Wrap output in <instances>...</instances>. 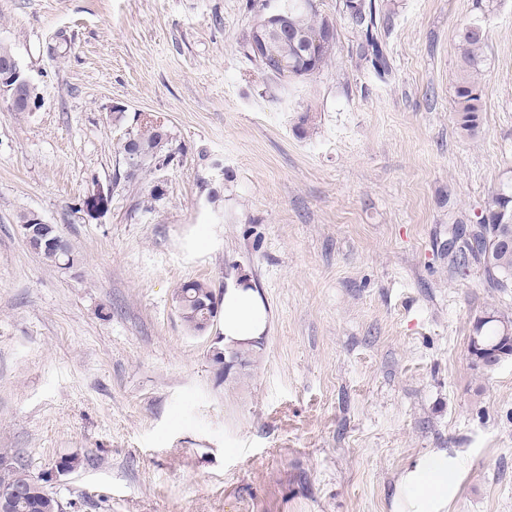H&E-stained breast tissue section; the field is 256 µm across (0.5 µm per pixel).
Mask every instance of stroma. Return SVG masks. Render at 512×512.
Wrapping results in <instances>:
<instances>
[{
  "mask_svg": "<svg viewBox=\"0 0 512 512\" xmlns=\"http://www.w3.org/2000/svg\"><path fill=\"white\" fill-rule=\"evenodd\" d=\"M246 2L0 0V43L40 96L0 101V454L64 512H400L408 474L441 465L434 512H512V360L468 351L475 313L512 315V288L448 263L452 224L512 178V0H377L383 81L340 0H315L334 60L285 87L240 50ZM477 20L467 137L454 86ZM142 114L174 155L130 180L118 145ZM99 188L109 205L87 213ZM27 212L74 266L28 247ZM242 271L268 331L223 367L222 319L188 331L177 294ZM486 39V29L478 22L466 26L459 39V72L455 83L454 104L458 128L467 136L476 135L480 114L484 110L478 75Z\"/></svg>",
  "mask_w": 512,
  "mask_h": 512,
  "instance_id": "obj_1",
  "label": "stroma"
}]
</instances>
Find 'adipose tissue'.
I'll return each mask as SVG.
<instances>
[{
  "instance_id": "1",
  "label": "adipose tissue",
  "mask_w": 512,
  "mask_h": 512,
  "mask_svg": "<svg viewBox=\"0 0 512 512\" xmlns=\"http://www.w3.org/2000/svg\"><path fill=\"white\" fill-rule=\"evenodd\" d=\"M223 306L225 346L240 351L255 348L267 333L268 313L251 280L242 277L229 283Z\"/></svg>"
}]
</instances>
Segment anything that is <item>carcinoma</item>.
<instances>
[{
  "label": "carcinoma",
  "mask_w": 512,
  "mask_h": 512,
  "mask_svg": "<svg viewBox=\"0 0 512 512\" xmlns=\"http://www.w3.org/2000/svg\"><path fill=\"white\" fill-rule=\"evenodd\" d=\"M351 2L343 0L341 12L360 37L357 54L382 78L389 73V63L376 37L381 17L375 0H360L356 6ZM283 5L287 11L278 23L257 15L241 49L248 57L252 45L259 44L263 56L278 61L280 66L271 70L257 61L258 71L267 78L288 83L311 75L331 62L336 26L318 13L314 0H283ZM486 39V29L478 22L466 26L459 39L454 104L459 130L467 136L476 135L484 111L478 75ZM125 139L132 140L139 156V164L127 172L129 179L139 171L154 173L152 161L168 163L173 157L170 132L151 115L143 117L136 128L126 133ZM510 215L512 184H505L488 198L476 223L469 226V238L452 252L451 262L459 273H466L473 260L482 267L487 287L499 290L512 287V222L504 223ZM215 295L214 288L205 281L191 280L182 285L178 293L179 310L188 329L196 332L209 326L215 312L212 307ZM506 322L512 324V318L497 311L485 310L474 317L473 336L481 346L491 348L490 358H512V345L502 340ZM30 480L31 475L18 461L13 468L0 470V495L8 499L9 512H62L54 495L29 486Z\"/></svg>",
  "instance_id": "1"
}]
</instances>
